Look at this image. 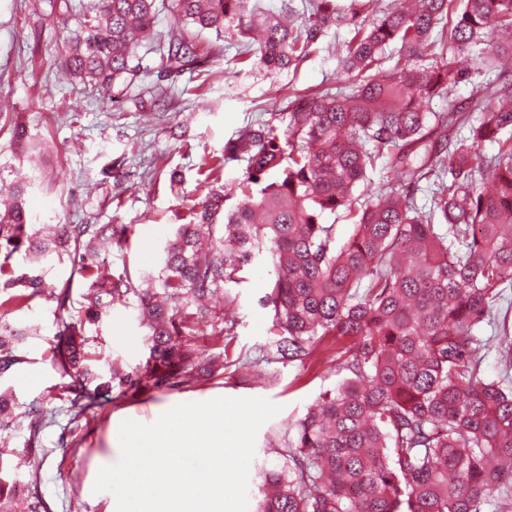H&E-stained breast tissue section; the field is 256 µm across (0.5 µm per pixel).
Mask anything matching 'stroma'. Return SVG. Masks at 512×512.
<instances>
[{
  "label": "stroma",
  "instance_id": "obj_1",
  "mask_svg": "<svg viewBox=\"0 0 512 512\" xmlns=\"http://www.w3.org/2000/svg\"><path fill=\"white\" fill-rule=\"evenodd\" d=\"M87 0H0V113H21L38 134L47 160L40 185L27 200L32 221L49 224H127L126 239L112 245L106 265L112 275L157 273L163 248L191 199L204 189L202 157L223 161L224 144L247 124L267 120L288 96L322 90L336 80L337 55L348 28L329 30L298 68L270 75L254 56L240 52L230 36L209 32L206 43L224 53L210 67L185 72L166 109L154 107L153 78L120 90L116 104L100 91L69 81L61 61L78 32ZM269 262L260 257L227 289L236 295L237 327L230 357L254 352L266 342L271 320L262 300ZM33 327L20 347L22 362L0 389L31 402L59 381L48 359L47 339L56 330L54 305L43 299L12 314ZM103 356L138 364L145 356V329L135 304L108 308L92 326ZM276 383H269V375ZM336 372L318 362L304 366L265 363L247 374L218 376L180 392H152L135 398L109 394L100 405L75 416L68 402L55 400L42 421L39 439L29 443L13 431L11 447L26 463L9 474L18 502L36 485L48 512H116L111 492H94L100 468L121 456L112 439L125 420L150 424L171 407L216 398H263L280 411L258 431L255 463L274 466L280 437L319 395L334 388Z\"/></svg>",
  "mask_w": 512,
  "mask_h": 512
}]
</instances>
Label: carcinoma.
<instances>
[{"label":"carcinoma","mask_w":512,"mask_h":512,"mask_svg":"<svg viewBox=\"0 0 512 512\" xmlns=\"http://www.w3.org/2000/svg\"><path fill=\"white\" fill-rule=\"evenodd\" d=\"M159 1L193 32L176 28L162 41ZM379 2L304 0L308 16L298 25L282 19L297 14L294 0L265 17L260 0L84 7L65 69L107 99L117 84L152 73L176 81L220 55L200 44L203 33L231 29L246 43L259 17L254 55L269 74L302 64L333 27L352 37L338 58L336 91L288 98L229 139L224 162H202L208 191L188 207L190 221L177 225L155 276L103 275L102 254L127 225L59 224L42 235L26 208L36 180L14 185L0 212V378L21 363L32 332L10 315L44 298L57 313L48 342L61 382L29 404L0 391V512H12L15 492L1 478L12 468L7 423L27 421L34 443L57 398L81 415L114 390L170 393L223 375L237 306L225 286L264 251L271 336L237 368L320 360L342 377L285 430L282 463L256 468L258 512H512V331L482 335L512 291V41L499 37L512 35V0ZM144 42L157 43L152 65L137 56ZM457 53L469 67H455ZM461 82L478 87L466 112L450 98ZM435 98L448 111H426ZM9 130L13 152L41 149L25 124ZM491 136L499 147L486 156L478 146ZM230 161L247 163L234 185L248 198L243 205L229 203L221 182ZM422 183L428 203L420 206L410 191ZM338 213L353 225L342 243L328 222ZM64 261L87 288L78 308L73 279H46ZM132 296L147 355L134 367L118 357L102 366L86 326ZM331 336L347 340L345 350L329 353Z\"/></svg>","instance_id":"1"}]
</instances>
